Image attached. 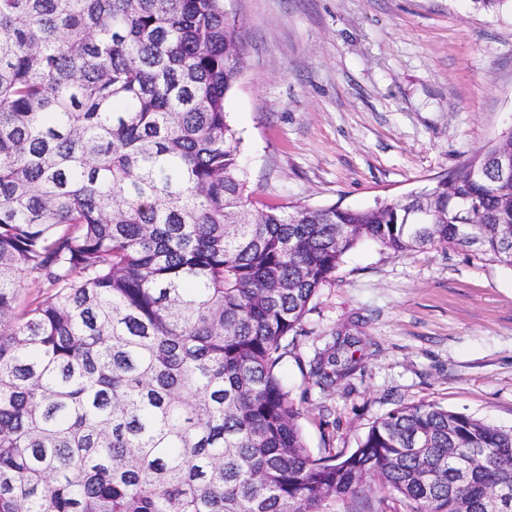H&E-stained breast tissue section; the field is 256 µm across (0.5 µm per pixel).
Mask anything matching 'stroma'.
<instances>
[{"mask_svg": "<svg viewBox=\"0 0 512 512\" xmlns=\"http://www.w3.org/2000/svg\"><path fill=\"white\" fill-rule=\"evenodd\" d=\"M245 68L225 99L267 203L368 208L512 129V10L472 0H224ZM280 373L314 457L352 453L401 404L512 427V269L466 247L365 241L321 288ZM356 368L322 390L334 334Z\"/></svg>", "mask_w": 512, "mask_h": 512, "instance_id": "stroma-1", "label": "stroma"}]
</instances>
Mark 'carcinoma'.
<instances>
[{"label":"carcinoma","mask_w":512,"mask_h":512,"mask_svg":"<svg viewBox=\"0 0 512 512\" xmlns=\"http://www.w3.org/2000/svg\"><path fill=\"white\" fill-rule=\"evenodd\" d=\"M243 69L224 0H0V512H512V427L400 405L315 458L279 376L364 240L512 268V133L370 209L260 203Z\"/></svg>","instance_id":"obj_1"}]
</instances>
